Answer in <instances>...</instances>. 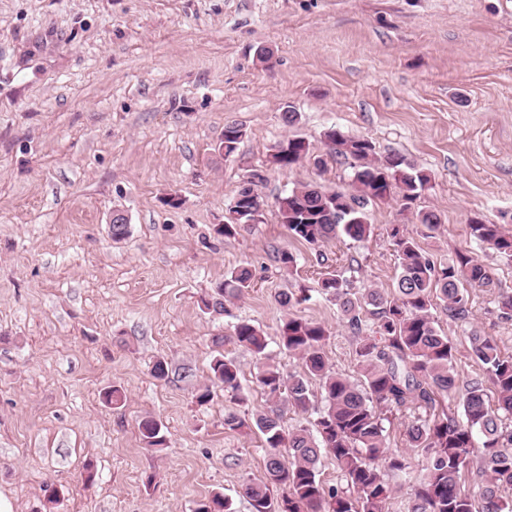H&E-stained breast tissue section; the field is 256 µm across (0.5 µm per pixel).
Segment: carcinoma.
<instances>
[{
	"instance_id": "cac0c4a2",
	"label": "carcinoma",
	"mask_w": 512,
	"mask_h": 512,
	"mask_svg": "<svg viewBox=\"0 0 512 512\" xmlns=\"http://www.w3.org/2000/svg\"><path fill=\"white\" fill-rule=\"evenodd\" d=\"M336 157L356 161L354 192H329L305 184L278 199V217L290 236L318 244L343 234L362 241L372 234L365 207L389 197L386 179L394 182L402 200L415 201L431 182V174L399 154L375 157L371 141L328 133ZM277 167L289 168L309 153L306 141L287 137L274 145ZM231 217L215 228L221 237L236 235L244 225ZM470 235L484 248L512 257V233L500 224L479 220L469 224ZM398 260L396 288L354 290L353 281L341 273L321 281L322 293L336 302L341 319L356 339L359 378L351 380L330 370L324 354L329 334L316 322L286 317L280 326L282 349L299 358L302 371L284 375L266 352V336L242 320L233 339L259 361L257 382L269 398L268 408L247 421L235 413L224 416L231 430L256 428L266 449L265 476L241 486L251 512H389L396 488L389 476L406 468L405 459L389 448L383 412L410 415L404 436L408 447L424 455V473L407 504V512H512L505 492L512 489V355L501 353L495 339L471 331L473 357L481 372L466 381L455 367V347L437 327L434 301L443 304L448 318L468 317V287H490L493 279L468 251L456 252L446 265L436 264L400 224L388 227ZM247 267L230 272L219 295L237 298L251 288ZM317 378L326 407L313 427L283 428L288 411L306 413L310 406V380ZM210 384L196 399L207 403L213 389L235 393L239 370L219 351L209 364ZM496 402H491L489 391ZM459 396L464 417L451 416L442 402ZM145 445L157 452L167 448L162 426L152 418L140 423ZM481 435V445L475 435ZM331 458L345 484L326 487L320 478L322 460ZM476 468L477 495L462 490L463 473ZM282 490L281 497L272 488ZM195 512H232L231 502L215 493L198 502Z\"/></svg>"
}]
</instances>
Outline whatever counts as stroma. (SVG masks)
I'll return each instance as SVG.
<instances>
[{
	"label": "stroma",
	"instance_id": "obj_1",
	"mask_svg": "<svg viewBox=\"0 0 512 512\" xmlns=\"http://www.w3.org/2000/svg\"><path fill=\"white\" fill-rule=\"evenodd\" d=\"M229 124L244 136L227 156ZM332 129L432 181L412 209L368 204L367 240L311 246L290 237L277 200L304 184L351 191ZM292 135L308 156L272 166V147ZM251 179L259 221L215 236ZM116 209L128 218L119 241ZM421 209L439 213L436 230L417 224ZM475 217L512 230V0H0V494L13 512H194L219 492L251 512L240 489L265 474L263 437L224 416L252 418L268 401L234 325L260 327L288 375L301 365L279 345L283 319L322 323L331 370L357 377L355 338L320 279L350 264L357 287L392 289L387 227L401 224L435 263L469 249L492 275L494 287L470 289L466 321L433 311L460 377L475 376L471 330L512 355L498 309L512 258L478 249ZM279 250L296 255L293 271ZM241 265L249 292L205 308ZM301 288L309 301L280 306L279 293ZM217 336L241 389L201 405ZM159 359L163 380L151 374ZM113 386L118 408L101 397ZM148 416L165 427L163 452L142 439ZM406 422H383L409 464L389 512H407L425 464Z\"/></svg>",
	"mask_w": 512,
	"mask_h": 512
}]
</instances>
